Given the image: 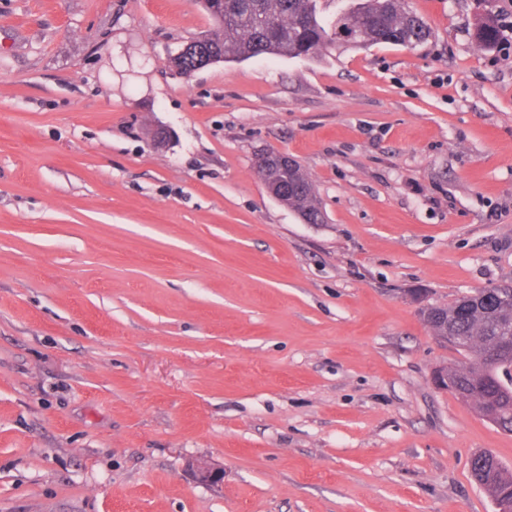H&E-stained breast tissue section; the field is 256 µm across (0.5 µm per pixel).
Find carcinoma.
I'll use <instances>...</instances> for the list:
<instances>
[{"instance_id": "1", "label": "carcinoma", "mask_w": 512, "mask_h": 512, "mask_svg": "<svg viewBox=\"0 0 512 512\" xmlns=\"http://www.w3.org/2000/svg\"><path fill=\"white\" fill-rule=\"evenodd\" d=\"M404 0H357L331 25L320 18L317 0H207L204 8L215 30L188 44L173 59L182 74L194 70L202 57L215 62L258 55L307 57L335 42L363 47L394 44L415 47L430 37L425 22L403 6ZM500 30L484 21L474 28L479 45L497 43ZM264 181L276 186L275 197L307 224H320L323 214L312 181L288 156L271 153L257 166ZM490 295H485V292ZM463 295L449 305L432 306L424 318L433 335L457 337L451 347L468 359L455 368L452 392L473 401L478 410L500 413V428L512 432V383L497 375V367L482 369L475 360L503 341H512V284ZM471 473L487 490L512 497V473L494 454L471 459Z\"/></svg>"}]
</instances>
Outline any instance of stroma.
<instances>
[{
	"label": "stroma",
	"instance_id": "stroma-1",
	"mask_svg": "<svg viewBox=\"0 0 512 512\" xmlns=\"http://www.w3.org/2000/svg\"><path fill=\"white\" fill-rule=\"evenodd\" d=\"M406 4L415 48L182 75L198 0H0V512H495L419 310L512 282V46ZM263 181L276 186L275 197L307 224H320L323 214L312 181L302 167L288 156L271 152L257 166Z\"/></svg>",
	"mask_w": 512,
	"mask_h": 512
}]
</instances>
